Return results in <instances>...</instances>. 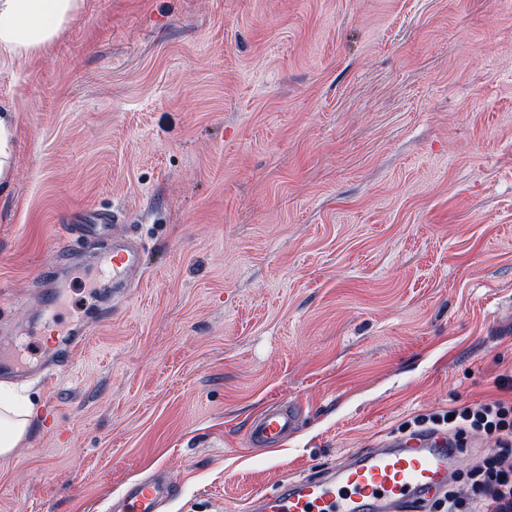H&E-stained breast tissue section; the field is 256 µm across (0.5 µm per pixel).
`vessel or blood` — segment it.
Wrapping results in <instances>:
<instances>
[{
	"label": "vessel or blood",
	"mask_w": 512,
	"mask_h": 512,
	"mask_svg": "<svg viewBox=\"0 0 512 512\" xmlns=\"http://www.w3.org/2000/svg\"><path fill=\"white\" fill-rule=\"evenodd\" d=\"M98 263L113 281L139 282L143 254L129 240L116 238L104 246ZM89 329L69 337L38 366H29L24 352L0 357V379L17 380L31 372L55 374L67 370L73 353L85 348ZM297 425L294 410L271 406L263 410L248 434L252 446L281 447ZM454 452L436 437L386 440L372 448L350 452L345 464L319 477L300 476L249 504L248 512H427L430 502L448 491ZM172 487L159 472L129 482L107 503L108 512H165Z\"/></svg>",
	"instance_id": "vessel-or-blood-1"
}]
</instances>
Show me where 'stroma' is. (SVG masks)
Listing matches in <instances>:
<instances>
[{
    "label": "stroma",
    "mask_w": 512,
    "mask_h": 512,
    "mask_svg": "<svg viewBox=\"0 0 512 512\" xmlns=\"http://www.w3.org/2000/svg\"><path fill=\"white\" fill-rule=\"evenodd\" d=\"M0 181V351L87 347L15 383L29 433L0 512H104L155 468L169 512L512 397V0H82L28 60ZM141 247L113 293L70 225ZM300 409L277 452L254 416ZM91 327L70 332L69 337L51 355L38 364V375H53L59 371L67 370L70 366L71 355L85 348L89 341Z\"/></svg>",
    "instance_id": "obj_1"
}]
</instances>
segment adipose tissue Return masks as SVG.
<instances>
[{
  "instance_id": "1",
  "label": "adipose tissue",
  "mask_w": 512,
  "mask_h": 512,
  "mask_svg": "<svg viewBox=\"0 0 512 512\" xmlns=\"http://www.w3.org/2000/svg\"><path fill=\"white\" fill-rule=\"evenodd\" d=\"M79 0H0V58L35 56L73 20ZM34 407L0 399V457L11 456L25 439Z\"/></svg>"
}]
</instances>
